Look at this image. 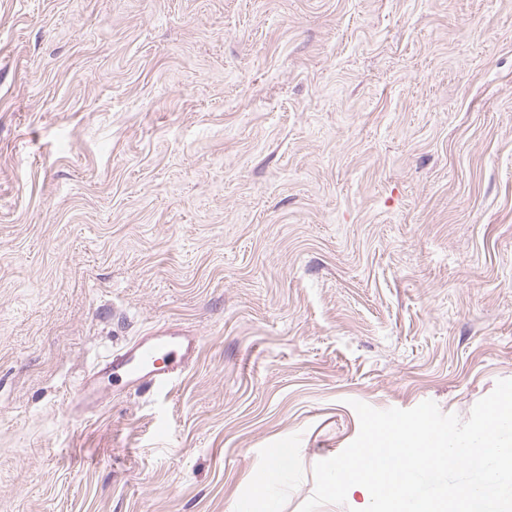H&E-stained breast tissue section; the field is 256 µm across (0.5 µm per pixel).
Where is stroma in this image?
Returning a JSON list of instances; mask_svg holds the SVG:
<instances>
[{"instance_id": "35a3bbf8", "label": "stroma", "mask_w": 512, "mask_h": 512, "mask_svg": "<svg viewBox=\"0 0 512 512\" xmlns=\"http://www.w3.org/2000/svg\"><path fill=\"white\" fill-rule=\"evenodd\" d=\"M169 326L165 392L69 389ZM512 379V0H0V512H280L351 406ZM282 478L283 470L280 466H272L266 472L264 484L260 489V496L265 499L264 512L279 511V501L271 492L281 484Z\"/></svg>"}]
</instances>
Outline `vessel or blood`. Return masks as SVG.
<instances>
[{"label": "vessel or blood", "instance_id": "obj_1", "mask_svg": "<svg viewBox=\"0 0 512 512\" xmlns=\"http://www.w3.org/2000/svg\"><path fill=\"white\" fill-rule=\"evenodd\" d=\"M198 348V337L178 331L146 334L105 355L74 385L70 395L93 410L101 403L98 391L105 382L116 391H167L193 363Z\"/></svg>", "mask_w": 512, "mask_h": 512}]
</instances>
